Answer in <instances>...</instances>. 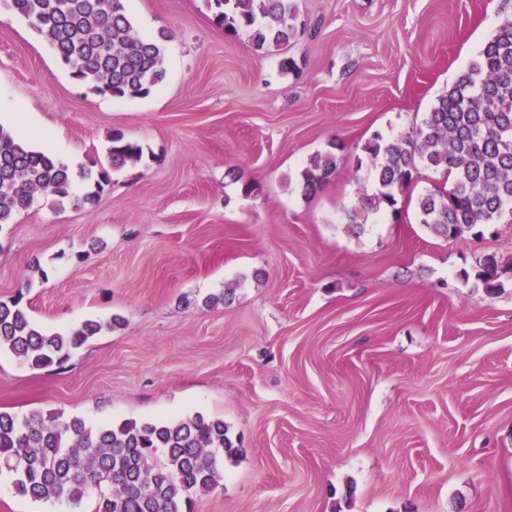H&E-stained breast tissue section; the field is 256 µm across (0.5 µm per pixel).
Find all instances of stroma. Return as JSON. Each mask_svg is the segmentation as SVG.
<instances>
[{
	"label": "stroma",
	"instance_id": "1",
	"mask_svg": "<svg viewBox=\"0 0 512 512\" xmlns=\"http://www.w3.org/2000/svg\"><path fill=\"white\" fill-rule=\"evenodd\" d=\"M306 28L257 51L207 0H131L167 32L166 79L116 99L76 82L0 0V100L30 144L98 169L113 133L143 149L91 204L39 196L0 226V301L26 287L46 333L101 331L63 367L0 352V411L88 425L223 419L243 454L192 512H512V209L483 236L344 210L375 185L363 147L408 133L477 57L512 0H297ZM298 72L283 73L282 58ZM335 175L303 193L311 157ZM226 295L223 304H208ZM501 262L496 256L491 255L479 259L477 262V270L475 273V282L473 288H483L486 292H492L501 287L499 283Z\"/></svg>",
	"mask_w": 512,
	"mask_h": 512
}]
</instances>
